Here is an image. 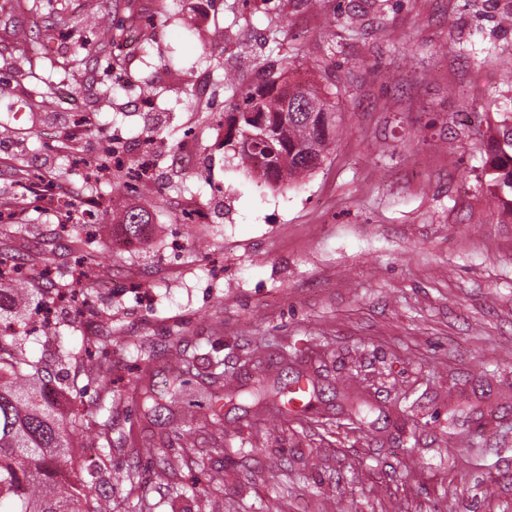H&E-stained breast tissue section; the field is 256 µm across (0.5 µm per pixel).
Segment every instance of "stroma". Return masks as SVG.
Wrapping results in <instances>:
<instances>
[{
  "instance_id": "1",
  "label": "stroma",
  "mask_w": 512,
  "mask_h": 512,
  "mask_svg": "<svg viewBox=\"0 0 512 512\" xmlns=\"http://www.w3.org/2000/svg\"><path fill=\"white\" fill-rule=\"evenodd\" d=\"M273 19L281 53H308L294 76L326 83L342 118L322 167L277 191L182 106L201 84L206 111L229 110L216 66L255 84ZM46 22L0 0V199L18 162L52 171L62 147L92 160L113 136L132 165L148 129L166 136L150 197L124 178L93 197L59 177L77 211L104 217L94 290L28 345L81 387L65 407L88 405L108 435L95 455L113 512H512V207L487 146L512 112V0H178L126 83L75 74L48 111L31 95L47 65L3 31ZM144 204V236L113 247L114 216ZM184 204L204 220L180 222ZM77 254L35 205L0 238V259H33L38 288ZM90 336L110 381L74 361ZM298 379L317 394L298 415L246 404L202 429L183 420L187 401Z\"/></svg>"
}]
</instances>
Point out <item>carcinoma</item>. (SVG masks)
<instances>
[{"label": "carcinoma", "instance_id": "carcinoma-1", "mask_svg": "<svg viewBox=\"0 0 512 512\" xmlns=\"http://www.w3.org/2000/svg\"><path fill=\"white\" fill-rule=\"evenodd\" d=\"M55 0H29L31 13L49 9L52 20L34 30H11V39L27 46L28 63L45 58L50 31L61 28L72 39L69 63L89 72L100 61L114 67L112 47L123 36L112 14L120 0H106L98 12L96 39L84 35L85 18ZM297 57L284 56L261 70L259 82L245 90L223 68L222 84L237 97L233 111L219 118L200 108L196 95L185 102L186 110L201 124L224 122V145L253 178L271 190L311 176L327 159L339 134V116L334 94L316 85L291 86L289 68ZM501 137L494 139L490 168L494 185L512 194V112L500 121ZM151 223L147 208L134 206L120 216L118 227L131 239L141 236ZM16 288H0V315L18 312L29 302L31 289L26 274L18 276ZM76 294V284L61 273L44 289L45 301L57 294ZM28 332L0 330V502L9 497L10 512H112L107 496L89 495L83 480L70 477L75 438L89 429L82 413L66 414L45 396L48 367L27 349Z\"/></svg>", "mask_w": 512, "mask_h": 512}]
</instances>
